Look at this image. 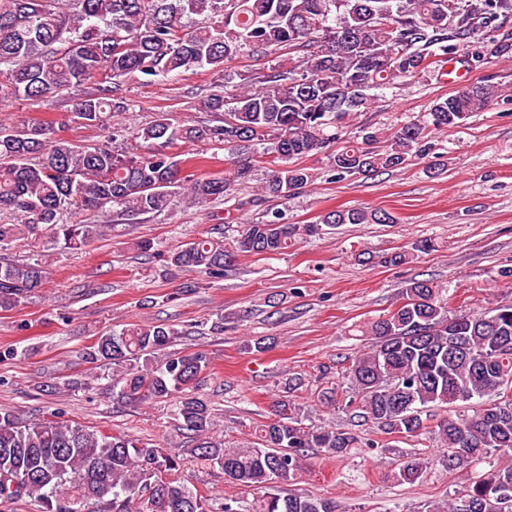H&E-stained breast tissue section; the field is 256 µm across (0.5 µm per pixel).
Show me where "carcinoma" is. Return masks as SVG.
I'll use <instances>...</instances> for the list:
<instances>
[{
	"mask_svg": "<svg viewBox=\"0 0 512 512\" xmlns=\"http://www.w3.org/2000/svg\"><path fill=\"white\" fill-rule=\"evenodd\" d=\"M512 19V0H0V101L44 100L78 91L73 117L104 131L85 148L59 138L52 125L11 126L0 120V311H9L43 287L40 263L11 260L21 239L48 232L67 249H82L106 235V224L67 220L81 211L108 209L118 219L158 214L174 199L207 206L269 165L263 197L286 200L311 181L296 160L322 155L336 178L401 168L422 158L428 130L462 126L500 97L490 80L437 99L426 118L390 131L360 128L345 142L350 116L369 108L372 90L403 78L439 73L458 57L479 66L490 53L480 37ZM288 58L266 72L240 75L232 90L216 85L199 101L209 119L188 125L171 112L131 132L143 153L116 146L109 115L130 110L125 82L166 80L207 68L224 76V63L240 55ZM203 142L233 151L222 174L203 178L185 171L172 149ZM383 209H334L315 224L282 222L265 211L231 243L197 238L174 252L170 264L224 276L236 254L275 255L296 235L322 226L392 224ZM370 342L341 372L348 385L351 427L307 426L284 399L259 442L224 447L215 435L211 406L196 390L209 369L202 351H179L160 360L179 332L160 324L126 323L98 336L83 352L89 364L116 372L113 398L142 406L174 399L181 427L194 435L187 452L225 479L258 491L248 505L232 496L220 508L180 478L183 455L122 434L90 429L52 415L26 422L0 412V501L27 496L44 512H81L94 499L112 512H339L331 498L284 495L311 452L343 456L362 445L356 432L397 430L416 448L406 454L397 480L414 483L439 450L448 472L492 456L512 458V304L479 315L448 309L443 289L426 280L402 288L400 302L362 330ZM469 410L428 422L426 409L458 402ZM149 492L147 501L134 502ZM512 497V466L497 465L457 492L481 505L488 496Z\"/></svg>",
	"mask_w": 512,
	"mask_h": 512,
	"instance_id": "obj_1",
	"label": "carcinoma"
}]
</instances>
